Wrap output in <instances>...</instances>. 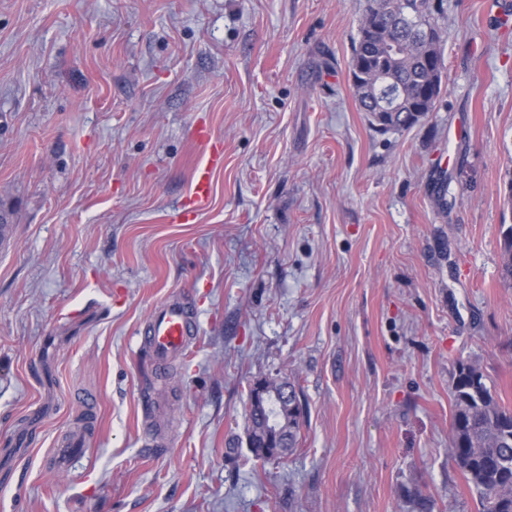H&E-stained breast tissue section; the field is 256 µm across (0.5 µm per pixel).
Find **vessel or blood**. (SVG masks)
Here are the masks:
<instances>
[{"mask_svg":"<svg viewBox=\"0 0 512 512\" xmlns=\"http://www.w3.org/2000/svg\"><path fill=\"white\" fill-rule=\"evenodd\" d=\"M215 165L198 168L194 175V195L207 201L213 189ZM198 323L184 299L170 297L157 304L148 317L142 332V344L147 347L152 361L166 365L173 358L182 356Z\"/></svg>","mask_w":512,"mask_h":512,"instance_id":"b4317fda","label":"vessel or blood"}]
</instances>
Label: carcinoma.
Returning <instances> with one entry per match:
<instances>
[{
  "instance_id": "carcinoma-1",
  "label": "carcinoma",
  "mask_w": 512,
  "mask_h": 512,
  "mask_svg": "<svg viewBox=\"0 0 512 512\" xmlns=\"http://www.w3.org/2000/svg\"><path fill=\"white\" fill-rule=\"evenodd\" d=\"M439 9L440 0H366L350 61L361 111L394 104L395 116L378 118L408 123L434 110L446 69L444 51L439 29L428 39L419 25L437 24ZM502 275L512 279V225L503 232ZM293 397L292 449L300 432L298 394ZM453 407L452 457L477 495L478 512H512V409L498 401L479 367L464 362L455 374Z\"/></svg>"
}]
</instances>
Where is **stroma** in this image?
<instances>
[{"label":"stroma","mask_w":512,"mask_h":512,"mask_svg":"<svg viewBox=\"0 0 512 512\" xmlns=\"http://www.w3.org/2000/svg\"><path fill=\"white\" fill-rule=\"evenodd\" d=\"M364 6L0 0V512H475L451 392L473 362L512 407V0H443L402 127L352 88ZM176 294L198 333L161 373L140 329ZM274 378L299 445L259 460ZM220 156L218 153H213L211 163L205 167L198 168L194 175V195L199 201H207L212 194L213 180L218 160Z\"/></svg>","instance_id":"35a3bbf8"}]
</instances>
